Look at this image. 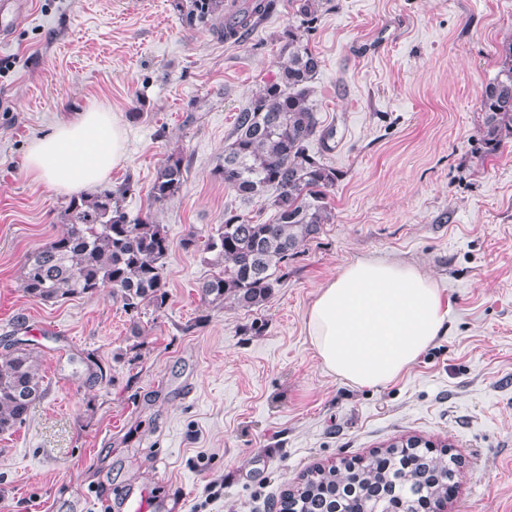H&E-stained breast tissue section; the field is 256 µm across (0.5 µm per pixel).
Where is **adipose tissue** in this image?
<instances>
[{"label":"adipose tissue","instance_id":"1","mask_svg":"<svg viewBox=\"0 0 512 512\" xmlns=\"http://www.w3.org/2000/svg\"><path fill=\"white\" fill-rule=\"evenodd\" d=\"M125 135L111 109L92 105L28 146L25 171L70 195L90 191L125 159ZM448 305L418 268L395 260L356 259L322 288L307 329L325 371L359 388L395 382L446 333Z\"/></svg>","mask_w":512,"mask_h":512}]
</instances>
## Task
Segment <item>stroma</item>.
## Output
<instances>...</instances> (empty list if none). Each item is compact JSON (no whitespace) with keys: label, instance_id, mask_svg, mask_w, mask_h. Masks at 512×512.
Returning a JSON list of instances; mask_svg holds the SVG:
<instances>
[{"label":"stroma","instance_id":"obj_1","mask_svg":"<svg viewBox=\"0 0 512 512\" xmlns=\"http://www.w3.org/2000/svg\"><path fill=\"white\" fill-rule=\"evenodd\" d=\"M0 18V355L22 339L47 387L0 434V512H96L152 494V512H272L313 465L343 467L412 436L460 462L447 512H512V143L480 150V96L512 43V0H325L307 36L320 127L338 173L332 218L258 308L205 299L188 236L235 211L268 222L213 170L238 112L281 62L288 0L244 43L188 27L173 0H28ZM97 104L125 130L105 185L165 226L163 308L105 292L56 303L23 291L28 254L68 197L30 180L28 143ZM178 196L152 205L168 155ZM356 257L416 266L446 294L448 332L384 389L338 382L307 332L319 289ZM142 333L133 335L132 321ZM220 496L206 500L209 481Z\"/></svg>","mask_w":512,"mask_h":512}]
</instances>
